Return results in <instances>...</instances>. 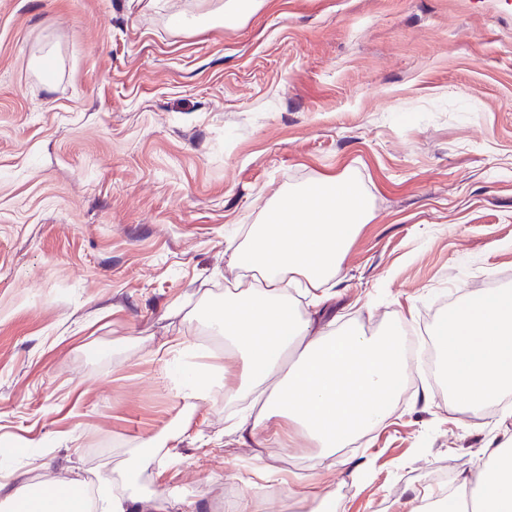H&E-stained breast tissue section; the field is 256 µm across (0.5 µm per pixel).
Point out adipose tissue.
Here are the masks:
<instances>
[{"label": "adipose tissue", "instance_id": "ef3b65f1", "mask_svg": "<svg viewBox=\"0 0 512 512\" xmlns=\"http://www.w3.org/2000/svg\"><path fill=\"white\" fill-rule=\"evenodd\" d=\"M370 218L362 188L344 173L270 202L266 218L249 225L234 249L237 283L205 313L208 327L224 337V366L192 378L186 396L217 383L228 399L255 395L263 402L260 412L241 416L233 432L262 431L271 443L299 433L321 448L326 461L349 440L381 427L408 369L400 327L368 335L353 327L333 329L316 315ZM293 287L307 297L309 312L298 308L289 293ZM434 336L453 400L478 407L512 392L511 288L466 299L440 319ZM291 350L298 359L285 375L282 361ZM153 461L151 452H142L122 485L102 481L101 512H132L129 490ZM462 485L455 493H424L420 512H512V434L488 445L484 470ZM0 512L92 510L81 496L45 495L23 478L0 495Z\"/></svg>", "mask_w": 512, "mask_h": 512}]
</instances>
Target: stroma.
I'll use <instances>...</instances> for the list:
<instances>
[{
  "label": "stroma",
  "instance_id": "35a3bbf8",
  "mask_svg": "<svg viewBox=\"0 0 512 512\" xmlns=\"http://www.w3.org/2000/svg\"><path fill=\"white\" fill-rule=\"evenodd\" d=\"M0 0V483L121 481L169 512L309 472L303 440L227 435L249 400L179 380L224 361L208 305L240 272L229 238L289 188L353 174L373 217L328 311L369 334L433 335L466 297L512 289V0ZM52 54L54 67L37 61ZM384 426L337 449L338 512H409L512 431V395L464 414L410 361ZM262 3L263 0H226L215 19L219 25L235 27L258 11Z\"/></svg>",
  "mask_w": 512,
  "mask_h": 512
}]
</instances>
